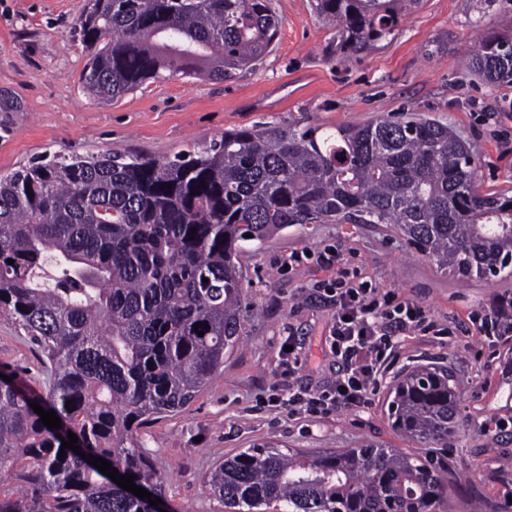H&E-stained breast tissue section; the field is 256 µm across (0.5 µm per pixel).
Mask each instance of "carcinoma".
Segmentation results:
<instances>
[{"mask_svg": "<svg viewBox=\"0 0 512 512\" xmlns=\"http://www.w3.org/2000/svg\"><path fill=\"white\" fill-rule=\"evenodd\" d=\"M418 0H318L356 52L392 35ZM81 74L102 101L163 73L224 80L276 39L268 0H90L78 19ZM491 86L512 84V36L467 56ZM471 146L407 113L362 125L236 128L172 158L108 153L43 158L0 176V311L43 353L37 400L0 379V512H154L73 450L110 462L162 496L138 440L150 418L181 411L240 339L243 243L291 224H392L460 278L512 264V196L481 193ZM14 260V264L7 260ZM206 323L200 336L194 324ZM71 409H66L67 401ZM54 411L57 430L30 403ZM459 395L448 369L420 365L394 385L392 428L448 438ZM27 486L13 497L1 486ZM228 512H435L451 500L445 468L391 448L289 455L257 446L210 473Z\"/></svg>", "mask_w": 512, "mask_h": 512, "instance_id": "obj_1", "label": "carcinoma"}]
</instances>
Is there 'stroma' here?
I'll return each mask as SVG.
<instances>
[{"label": "stroma", "mask_w": 512, "mask_h": 512, "mask_svg": "<svg viewBox=\"0 0 512 512\" xmlns=\"http://www.w3.org/2000/svg\"><path fill=\"white\" fill-rule=\"evenodd\" d=\"M268 4L280 28L256 66L224 81L151 79L105 103L80 83L89 51L77 21L89 0H0V175L46 155L171 157L258 123L332 129L413 112L471 145L482 190H512V85L488 86L462 65L481 38L512 31V0H494L478 25L477 0H419L387 39L351 54L337 53L338 25L316 0ZM328 248L340 252L341 270L420 303L437 331L402 337L368 405L313 416L274 397L336 378L327 342L335 309L318 295L336 280L316 261ZM240 265V346L180 413L139 430L170 512H224L210 472L259 445L299 454L375 445L431 458L455 473L456 507L478 497L490 512H512V333L480 327L498 297L512 295V268L489 280L454 277L389 224H295L246 243ZM423 364L448 367L457 386V426L444 446L402 436L388 420L396 380ZM0 374L47 390L39 347L3 315Z\"/></svg>", "instance_id": "stroma-1"}]
</instances>
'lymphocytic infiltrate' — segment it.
Segmentation results:
<instances>
[{"mask_svg":"<svg viewBox=\"0 0 512 512\" xmlns=\"http://www.w3.org/2000/svg\"><path fill=\"white\" fill-rule=\"evenodd\" d=\"M336 314L329 345L336 357L334 383L326 390L289 389L281 406L318 415L368 403L382 367L411 332L427 333L433 324L414 300L380 291L342 275L336 282Z\"/></svg>","mask_w":512,"mask_h":512,"instance_id":"1","label":"lymphocytic infiltrate"}]
</instances>
